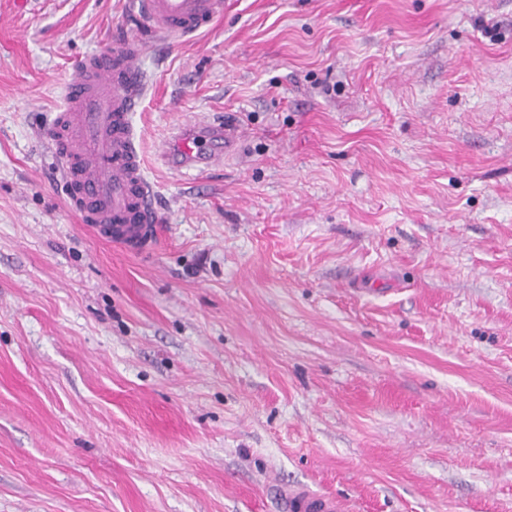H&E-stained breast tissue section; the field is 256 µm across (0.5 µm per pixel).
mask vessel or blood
Segmentation results:
<instances>
[{
	"mask_svg": "<svg viewBox=\"0 0 512 512\" xmlns=\"http://www.w3.org/2000/svg\"><path fill=\"white\" fill-rule=\"evenodd\" d=\"M140 21L170 43L195 35L224 13V0H133ZM146 43L123 38L86 57L63 86L64 106L48 130L61 163L69 207L100 241L133 251L154 247L160 216L132 126L147 76L139 65ZM195 135L177 128L162 145V160L185 170L219 164L241 132L232 123L195 122ZM288 512H347L343 500L296 488Z\"/></svg>",
	"mask_w": 512,
	"mask_h": 512,
	"instance_id": "1",
	"label": "vessel or blood"
}]
</instances>
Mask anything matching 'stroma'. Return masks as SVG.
<instances>
[{"label": "stroma", "mask_w": 512, "mask_h": 512, "mask_svg": "<svg viewBox=\"0 0 512 512\" xmlns=\"http://www.w3.org/2000/svg\"><path fill=\"white\" fill-rule=\"evenodd\" d=\"M129 0H0V512H512V0H226L150 41L154 249L45 131ZM236 151L175 172L192 119ZM188 126L197 129L198 134L186 136L188 127H179L160 149L162 160L177 170L219 164L224 155L234 151L241 135L240 129L232 123L203 120ZM176 142L175 148L173 144ZM203 143L210 145L208 151L201 149ZM289 512H346L343 500L336 496L314 494L308 489L298 487L291 490L287 497Z\"/></svg>", "instance_id": "1"}]
</instances>
